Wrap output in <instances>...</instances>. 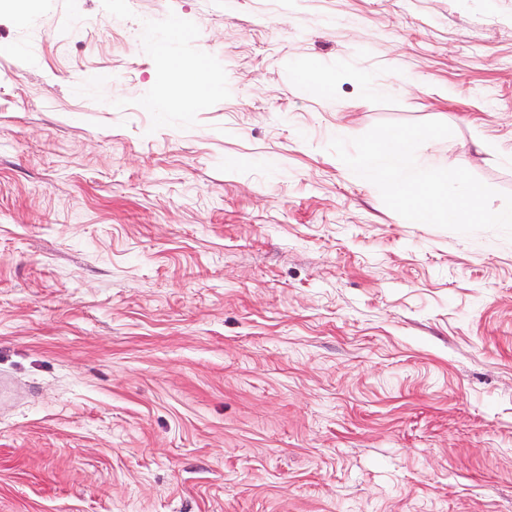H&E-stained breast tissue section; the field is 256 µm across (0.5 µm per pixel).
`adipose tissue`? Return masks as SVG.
<instances>
[{
    "label": "adipose tissue",
    "instance_id": "1",
    "mask_svg": "<svg viewBox=\"0 0 512 512\" xmlns=\"http://www.w3.org/2000/svg\"><path fill=\"white\" fill-rule=\"evenodd\" d=\"M168 98L166 101L147 100L145 106L153 112L167 111L176 103H194L210 97L219 87V82L206 63H185L172 59L166 75Z\"/></svg>",
    "mask_w": 512,
    "mask_h": 512
}]
</instances>
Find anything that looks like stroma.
<instances>
[{
	"label": "stroma",
	"instance_id": "stroma-1",
	"mask_svg": "<svg viewBox=\"0 0 512 512\" xmlns=\"http://www.w3.org/2000/svg\"><path fill=\"white\" fill-rule=\"evenodd\" d=\"M15 15L0 6V512H512V239L408 221L327 149L446 123L418 161L465 168L501 210L512 0ZM175 20L172 54L223 84L151 112L169 67L152 37ZM310 68L330 101L299 84Z\"/></svg>",
	"mask_w": 512,
	"mask_h": 512
}]
</instances>
